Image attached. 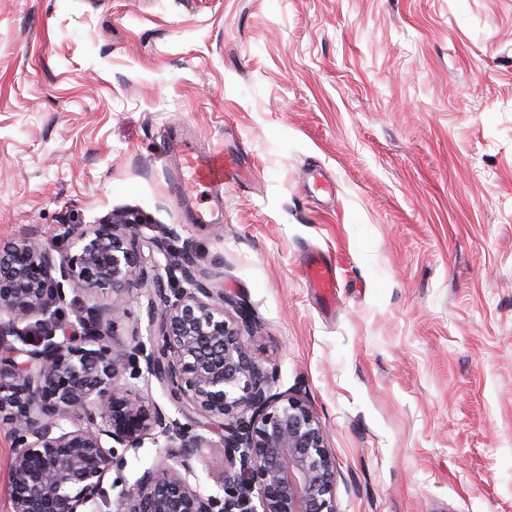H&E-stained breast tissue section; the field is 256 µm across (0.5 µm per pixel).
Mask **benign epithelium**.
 Returning a JSON list of instances; mask_svg holds the SVG:
<instances>
[{"mask_svg":"<svg viewBox=\"0 0 512 512\" xmlns=\"http://www.w3.org/2000/svg\"><path fill=\"white\" fill-rule=\"evenodd\" d=\"M129 212L96 224H65V249L29 236L0 244V421L10 425L12 512H336V458L307 400L271 393L268 372L247 339L258 320L212 288L191 261L164 296L158 329L124 349L114 313L148 272ZM92 301L65 321L64 285ZM156 379L165 410L126 377ZM223 434L228 467L223 495L201 491L191 460ZM160 460L116 501L104 488L125 452L159 443ZM257 491L259 505L250 493Z\"/></svg>","mask_w":512,"mask_h":512,"instance_id":"obj_1","label":"benign epithelium"}]
</instances>
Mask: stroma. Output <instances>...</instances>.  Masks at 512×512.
Wrapping results in <instances>:
<instances>
[{
    "instance_id": "1",
    "label": "stroma",
    "mask_w": 512,
    "mask_h": 512,
    "mask_svg": "<svg viewBox=\"0 0 512 512\" xmlns=\"http://www.w3.org/2000/svg\"><path fill=\"white\" fill-rule=\"evenodd\" d=\"M184 146L236 181L195 188ZM129 212L148 273L188 252L259 318L336 512H512V0H0V240ZM154 288L120 346L156 331ZM305 278L312 288H317L327 297L335 299L337 281L330 264L320 260L309 262L305 267Z\"/></svg>"
}]
</instances>
